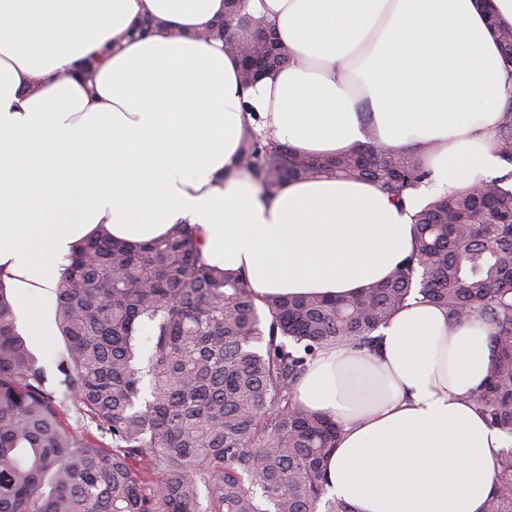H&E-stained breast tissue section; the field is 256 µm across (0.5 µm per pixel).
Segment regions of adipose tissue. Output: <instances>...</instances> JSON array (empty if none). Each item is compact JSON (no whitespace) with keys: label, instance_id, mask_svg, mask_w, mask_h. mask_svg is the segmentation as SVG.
I'll use <instances>...</instances> for the list:
<instances>
[{"label":"adipose tissue","instance_id":"ef3b65f1","mask_svg":"<svg viewBox=\"0 0 512 512\" xmlns=\"http://www.w3.org/2000/svg\"><path fill=\"white\" fill-rule=\"evenodd\" d=\"M240 3L290 56L249 88L214 36L225 0H0V275L30 342L56 333L46 305L99 227L141 242L188 224L205 262L242 271L256 298H351L410 253L419 200L498 165L512 79L487 15L512 26V0ZM248 127L306 156L372 137L424 156L430 177L402 205L335 178L270 195L237 165ZM491 334L412 299L376 350L320 351L295 399L341 428L328 497L353 512H484L512 446L469 400Z\"/></svg>","mask_w":512,"mask_h":512}]
</instances>
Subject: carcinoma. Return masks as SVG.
Returning <instances> with one entry per match:
<instances>
[{"label": "carcinoma", "instance_id": "carcinoma-1", "mask_svg": "<svg viewBox=\"0 0 512 512\" xmlns=\"http://www.w3.org/2000/svg\"><path fill=\"white\" fill-rule=\"evenodd\" d=\"M512 76V27L497 30ZM504 173L418 207L410 254L354 298L284 297L257 307L246 277L204 262L177 224L143 244L106 229L77 244L55 289L58 386L16 329L0 275V512H353L326 497L340 427L294 400L316 352L375 331L415 293L494 329L497 357L470 396L512 436V103L494 132ZM238 163L265 192L336 177L399 204L430 172L370 140L305 157L253 130ZM93 428L70 423V407ZM485 512H512V449Z\"/></svg>", "mask_w": 512, "mask_h": 512}]
</instances>
